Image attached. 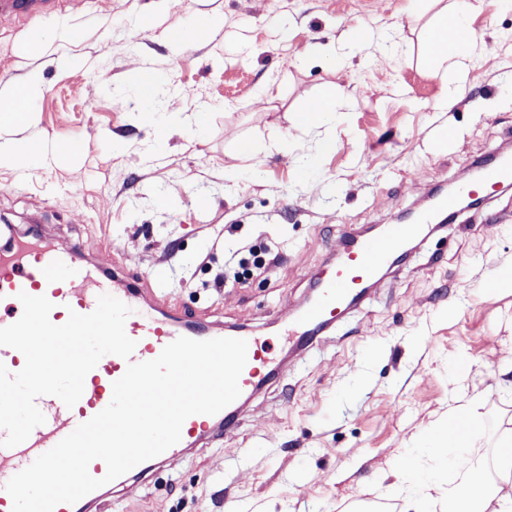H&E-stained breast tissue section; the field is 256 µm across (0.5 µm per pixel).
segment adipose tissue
<instances>
[{
  "instance_id": "adipose-tissue-1",
  "label": "adipose tissue",
  "mask_w": 512,
  "mask_h": 512,
  "mask_svg": "<svg viewBox=\"0 0 512 512\" xmlns=\"http://www.w3.org/2000/svg\"><path fill=\"white\" fill-rule=\"evenodd\" d=\"M470 8L469 0H458L454 9L443 8L432 16L427 31L422 34L424 58L429 68L438 71L446 68L449 60L458 56L465 46L461 38L436 43L431 37L432 32L450 27L460 34L467 31ZM482 406L481 400H473L467 411L449 416L447 429L432 431L416 446L413 454L401 455L396 460L394 470L412 505L421 506L423 498L431 492L444 490L453 505V512H512L511 435L500 440L494 457L499 480L486 485L481 497H471L469 486L474 479L484 477L482 467L471 468L461 478L456 475L457 455L470 444L472 426ZM426 454L438 457V466L420 468L417 458Z\"/></svg>"
}]
</instances>
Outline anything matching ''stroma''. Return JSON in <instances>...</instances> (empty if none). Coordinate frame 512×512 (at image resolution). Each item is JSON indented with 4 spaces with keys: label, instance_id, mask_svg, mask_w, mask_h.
Listing matches in <instances>:
<instances>
[{
    "label": "stroma",
    "instance_id": "stroma-1",
    "mask_svg": "<svg viewBox=\"0 0 512 512\" xmlns=\"http://www.w3.org/2000/svg\"><path fill=\"white\" fill-rule=\"evenodd\" d=\"M474 2L472 43L439 74L421 54L429 16L408 0H55L27 17L0 11V96L31 76L40 85L32 122L0 126V141L49 146L36 170L0 163V253L39 220L58 249L81 242L120 280L164 270L170 313L253 330L285 365L223 438L131 478L96 512H412L395 460L477 397L460 466L493 472L512 433V288L484 282L512 272V187L417 239L307 348H284L279 335L348 236L398 223L476 159L512 147V8ZM202 17L216 22L207 37L167 39ZM356 25L395 51L355 50L339 68L317 55L344 47ZM146 71L158 83L151 102L137 93ZM331 84L337 119L296 126ZM205 102L201 127L193 114ZM326 139L334 149L321 150ZM75 141L76 157L59 155ZM243 246L281 261L234 280L225 261Z\"/></svg>",
    "mask_w": 512,
    "mask_h": 512
}]
</instances>
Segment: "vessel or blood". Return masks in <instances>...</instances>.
<instances>
[{"label": "vessel or blood", "mask_w": 512, "mask_h": 512, "mask_svg": "<svg viewBox=\"0 0 512 512\" xmlns=\"http://www.w3.org/2000/svg\"><path fill=\"white\" fill-rule=\"evenodd\" d=\"M511 183L512 159L498 158L483 165L474 181L460 185L458 193L440 197L435 212H453L459 194L486 198ZM435 212L420 214L411 224H388L378 234L350 238L343 257L322 267L315 297L298 316L285 323L286 335L306 343L312 329H325L335 323L344 308L361 300L364 286L379 271L392 266L406 243L423 226L431 223ZM22 292L46 296L53 304L50 320L56 325L64 324L70 312L91 313L100 295H112L131 310L125 322V332L135 340L136 348L127 360L113 354L105 355L87 374L83 395L73 407H66L54 396L39 397L37 405L45 422L22 444L3 447L1 441L6 433L0 430V512L12 510V499L5 490L9 479L52 449L78 425L101 412L110 403L112 385L122 377L128 361L155 359L166 345L181 336L194 340H209L214 336L213 331L197 327L191 318L174 317L154 306L139 305L140 288L134 284L114 287L111 277L92 266L77 243L60 252L45 242L17 240L14 256H0V327L21 317L23 307L18 295ZM246 341L247 363L239 378L243 396L265 386L279 371L266 342L253 335L247 336ZM241 406V401L237 400L217 414L190 416L182 426L180 441L159 456L134 467L133 475L140 476L161 467L193 444L218 439L225 428L234 425Z\"/></svg>", "instance_id": "obj_1"}]
</instances>
